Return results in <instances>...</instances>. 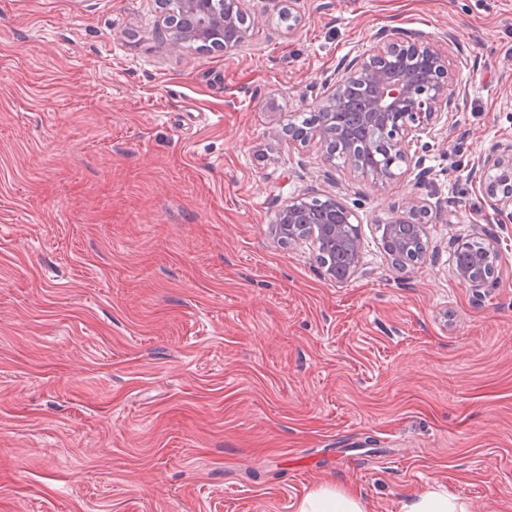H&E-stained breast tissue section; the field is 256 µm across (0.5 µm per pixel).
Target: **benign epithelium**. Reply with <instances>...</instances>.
<instances>
[{
    "instance_id": "benign-epithelium-1",
    "label": "benign epithelium",
    "mask_w": 512,
    "mask_h": 512,
    "mask_svg": "<svg viewBox=\"0 0 512 512\" xmlns=\"http://www.w3.org/2000/svg\"><path fill=\"white\" fill-rule=\"evenodd\" d=\"M165 15L179 13L183 16L204 15V25L188 33L191 42H208L207 36L215 28L236 21L240 15V0H225V13L211 9L214 0H157ZM456 44L448 38L446 46L417 33L386 30L379 34L371 53L343 61L336 71L320 84L310 87L319 103L321 120L318 125L306 129L299 140H318L326 150V160L331 162L334 144H339L348 157L354 172L375 182H386L395 173L392 165L371 163L374 145L359 138L350 127L340 121L345 111L347 90L354 84L363 90L361 117L368 127L383 133L390 142L392 152L403 162L425 174V153L429 140L443 134L439 127L441 118L453 122L461 107L463 92L453 68L452 56ZM509 185L512 183V143L494 142L469 171V178L484 185L486 201L500 216V223H512V190L500 191L499 185L487 180L488 173ZM308 203L305 196L288 201L277 214L275 233L284 241H296L305 237V225L298 217ZM426 210L415 198L406 200L391 218L393 224H413L414 237L403 239L400 245L407 248L424 243V225L415 224V216ZM320 242L326 248L342 245L349 249L351 261L344 282L358 273L361 263L360 234L358 226L345 221L333 223L320 232ZM480 251L473 254L469 265H455L454 274L474 291L483 288L494 273L496 250L485 242H457L461 251L474 246Z\"/></svg>"
}]
</instances>
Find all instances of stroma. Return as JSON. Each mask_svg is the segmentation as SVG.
<instances>
[{
	"instance_id": "obj_1",
	"label": "stroma",
	"mask_w": 512,
	"mask_h": 512,
	"mask_svg": "<svg viewBox=\"0 0 512 512\" xmlns=\"http://www.w3.org/2000/svg\"><path fill=\"white\" fill-rule=\"evenodd\" d=\"M241 7L258 25L207 52L172 48L156 0H0V512H296L319 484L512 512V224L468 176L512 141V0ZM394 27L457 43L466 98L425 177L270 140ZM411 194L404 275L379 226ZM301 195L354 213L348 282L273 236ZM479 233L478 298L452 253ZM419 201L415 198H409L406 200L404 205L401 207V209L391 218L392 224H400L397 231V237L399 239H402L400 241V245L405 247L406 249L414 245L416 247V240L421 244L422 248L419 251V254L413 259V262H416L419 259H422L426 252V247L424 244V225L422 224H414L413 226V232L414 237L409 239H404L405 237L409 236L411 234V224L413 220L415 219V216L426 210V205H419ZM407 223V224H404ZM411 262V263H413ZM410 263V264H411ZM471 242L473 241L457 242V251L468 248L473 249L475 245L480 246L481 249L478 253L473 254L469 265L464 266L456 263L454 266V274L461 282L478 292L481 288H484L489 278H491L494 273L496 250L490 243L479 241H475L476 243ZM479 267H482V269L478 270ZM485 267H489V273L487 274L484 271Z\"/></svg>"
}]
</instances>
